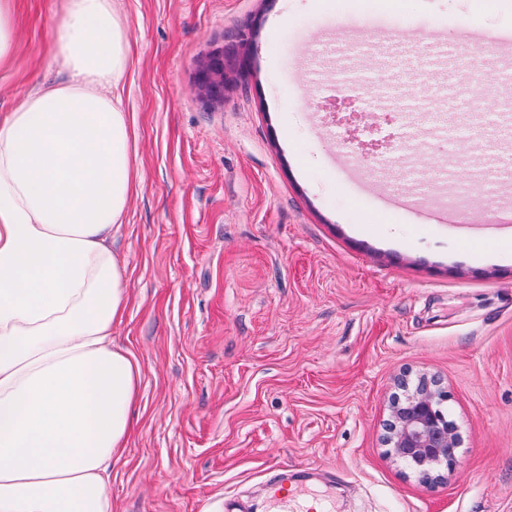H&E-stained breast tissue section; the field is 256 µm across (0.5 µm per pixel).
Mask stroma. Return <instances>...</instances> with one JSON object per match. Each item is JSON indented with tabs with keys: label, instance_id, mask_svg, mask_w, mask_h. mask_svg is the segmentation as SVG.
<instances>
[{
	"label": "stroma",
	"instance_id": "obj_1",
	"mask_svg": "<svg viewBox=\"0 0 512 512\" xmlns=\"http://www.w3.org/2000/svg\"><path fill=\"white\" fill-rule=\"evenodd\" d=\"M128 32L123 107L134 189L113 248L126 310L113 341L139 361L136 429L113 462L114 512H207L305 475L331 512H512V252L475 255L459 225L498 221L478 170L512 138L448 132L435 113L512 88V57L397 59L440 27L512 28V0H115ZM60 0H12L0 114L59 67ZM388 29L353 36L359 15ZM254 32L252 43L240 35ZM247 63L224 95L199 90L207 56ZM361 93L408 117L396 144L342 103ZM410 140L406 153L397 144ZM453 209L456 225L385 218L383 194ZM447 390L460 436L446 479L422 483L383 443L403 375Z\"/></svg>",
	"mask_w": 512,
	"mask_h": 512
}]
</instances>
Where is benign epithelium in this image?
Returning a JSON list of instances; mask_svg holds the SVG:
<instances>
[{
    "instance_id": "1",
    "label": "benign epithelium",
    "mask_w": 512,
    "mask_h": 512,
    "mask_svg": "<svg viewBox=\"0 0 512 512\" xmlns=\"http://www.w3.org/2000/svg\"><path fill=\"white\" fill-rule=\"evenodd\" d=\"M225 51L212 52L197 73V85L212 98L224 94ZM402 394L392 398L385 445L390 455L404 462L422 481L437 482L455 464L460 437L447 412L448 392L425 376L412 383L399 381Z\"/></svg>"
}]
</instances>
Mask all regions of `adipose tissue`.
I'll return each mask as SVG.
<instances>
[{
    "label": "adipose tissue",
    "instance_id": "obj_1",
    "mask_svg": "<svg viewBox=\"0 0 512 512\" xmlns=\"http://www.w3.org/2000/svg\"><path fill=\"white\" fill-rule=\"evenodd\" d=\"M113 0H64V80L0 117V512H112L141 369L112 341L125 269L112 250L133 189Z\"/></svg>",
    "mask_w": 512,
    "mask_h": 512
}]
</instances>
